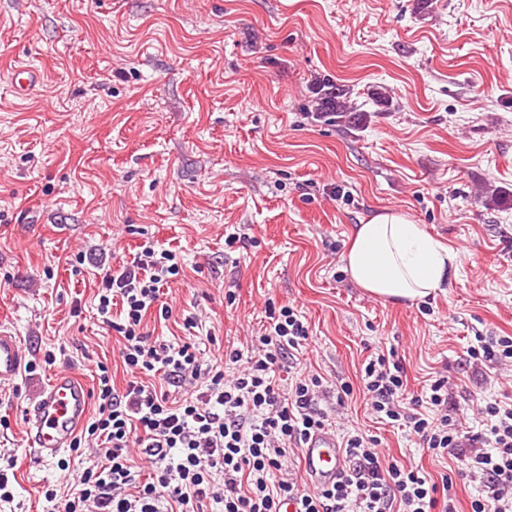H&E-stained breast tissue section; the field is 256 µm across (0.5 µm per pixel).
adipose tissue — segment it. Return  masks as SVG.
Instances as JSON below:
<instances>
[{
    "label": "adipose tissue",
    "instance_id": "adipose-tissue-1",
    "mask_svg": "<svg viewBox=\"0 0 512 512\" xmlns=\"http://www.w3.org/2000/svg\"><path fill=\"white\" fill-rule=\"evenodd\" d=\"M345 255L352 281L384 301L427 297L455 275L457 253L425 233L411 215L386 209L355 225Z\"/></svg>",
    "mask_w": 512,
    "mask_h": 512
}]
</instances>
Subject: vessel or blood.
<instances>
[{
	"instance_id": "vessel-or-blood-1",
	"label": "vessel or blood",
	"mask_w": 512,
	"mask_h": 512,
	"mask_svg": "<svg viewBox=\"0 0 512 512\" xmlns=\"http://www.w3.org/2000/svg\"><path fill=\"white\" fill-rule=\"evenodd\" d=\"M20 94H28L40 80L36 67L18 65L11 70ZM26 354L12 332L0 327V381L15 379L22 371ZM89 411L85 385L69 371L54 375L36 400L25 409L23 431L30 448L48 460L68 448ZM344 468V456L335 435L324 430L313 435L302 450V470L309 487L327 485Z\"/></svg>"
}]
</instances>
